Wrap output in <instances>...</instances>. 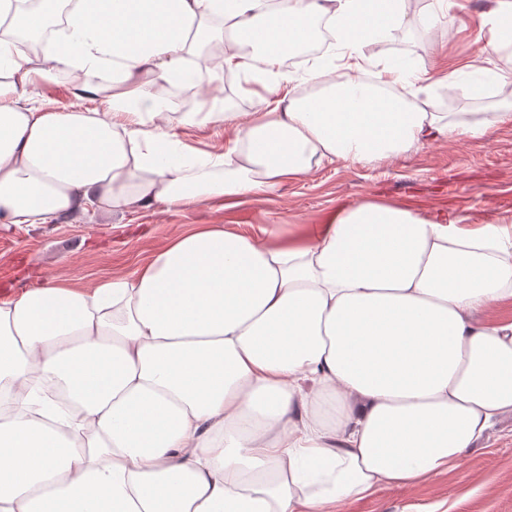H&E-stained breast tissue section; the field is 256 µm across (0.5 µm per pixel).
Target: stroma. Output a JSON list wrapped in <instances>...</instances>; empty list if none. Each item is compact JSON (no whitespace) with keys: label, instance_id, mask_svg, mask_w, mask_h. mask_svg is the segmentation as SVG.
Instances as JSON below:
<instances>
[{"label":"stroma","instance_id":"obj_1","mask_svg":"<svg viewBox=\"0 0 512 512\" xmlns=\"http://www.w3.org/2000/svg\"><path fill=\"white\" fill-rule=\"evenodd\" d=\"M446 22L430 25L411 12L389 46L371 45L366 54L383 63L414 59L436 62L441 70L477 56L475 36L483 13L495 0H460ZM433 112H502L495 87L483 95L465 89H437L424 96ZM373 199L411 205L421 216L460 207L472 225L512 217V123L487 138L439 139L407 158L365 166L339 162L313 169L279 195L253 198L217 209L207 204L149 211L106 224L87 217L52 225H0V266L14 267L22 289L64 272L80 282L124 274L174 235L198 224H221L246 231L255 224H318L337 205ZM512 512V418L502 419L489 440L469 449L459 466L428 484L381 487L352 503L348 512Z\"/></svg>","mask_w":512,"mask_h":512}]
</instances>
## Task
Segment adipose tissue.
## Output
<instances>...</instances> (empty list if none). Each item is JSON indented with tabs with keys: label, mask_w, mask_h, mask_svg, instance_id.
<instances>
[{
	"label": "adipose tissue",
	"mask_w": 512,
	"mask_h": 512,
	"mask_svg": "<svg viewBox=\"0 0 512 512\" xmlns=\"http://www.w3.org/2000/svg\"><path fill=\"white\" fill-rule=\"evenodd\" d=\"M408 0H0V222L270 197L312 169L488 137L511 112H429L419 93L486 80L512 50V0L481 22V60L437 77L371 66ZM325 22L341 69L296 96L288 52ZM41 43L30 58L28 36ZM244 76L252 112L177 113L152 84ZM67 72L82 105L31 106ZM217 124L222 153L173 160V125ZM343 204L280 232L202 224L128 274L0 293V512H336L376 487L428 483L512 415V224ZM59 386L67 409L42 397Z\"/></svg>",
	"instance_id": "ef3b65f1"
}]
</instances>
